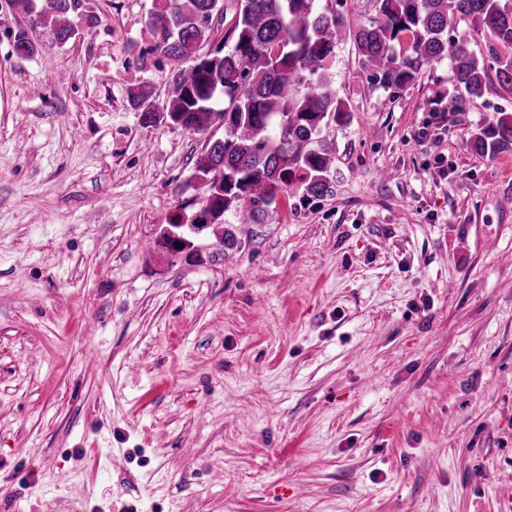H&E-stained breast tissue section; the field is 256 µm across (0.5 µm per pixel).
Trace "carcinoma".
Returning <instances> with one entry per match:
<instances>
[{
	"label": "carcinoma",
	"mask_w": 512,
	"mask_h": 512,
	"mask_svg": "<svg viewBox=\"0 0 512 512\" xmlns=\"http://www.w3.org/2000/svg\"><path fill=\"white\" fill-rule=\"evenodd\" d=\"M315 0H238L224 37L213 39V17L225 11L223 0H167L152 4L145 20L150 43L138 48L143 71L170 65L169 97L160 108L147 85L129 89V105L149 126L170 124L200 132L224 121V136L208 141L196 160L194 176L205 182L203 200L190 217L177 216L202 232L235 221L262 224L282 195L312 204L333 193L331 158L324 129L342 124L349 113L336 95V44L343 38V17L317 11ZM46 15L59 43L74 39L69 15L79 0H55ZM460 17L486 31L487 54L477 56L463 39L449 35ZM409 39L404 52L396 50ZM355 43L372 84L401 89L414 83L433 63L449 59L452 90L441 95L443 111L463 110L466 99L482 96L489 71L512 89V0H379L376 14L360 27ZM278 53H273V49ZM19 57L35 54L26 32L15 36ZM190 61L184 69L181 64ZM223 107H217V104ZM468 150L494 158L512 151V115L477 128ZM191 232L161 245L174 253L192 247Z\"/></svg>",
	"instance_id": "obj_1"
}]
</instances>
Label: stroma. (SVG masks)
<instances>
[{"mask_svg":"<svg viewBox=\"0 0 512 512\" xmlns=\"http://www.w3.org/2000/svg\"><path fill=\"white\" fill-rule=\"evenodd\" d=\"M151 2L80 0L62 45L0 0V512H512V173L465 144L512 90L379 88L377 0H315L348 32L333 192L191 263L157 239L208 135L127 102L167 99Z\"/></svg>","mask_w":512,"mask_h":512,"instance_id":"obj_1","label":"stroma"}]
</instances>
